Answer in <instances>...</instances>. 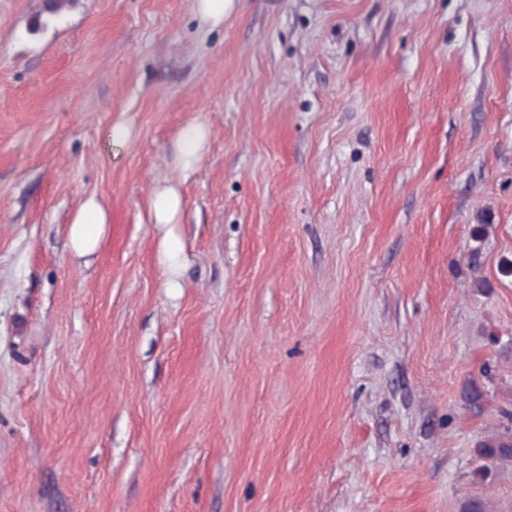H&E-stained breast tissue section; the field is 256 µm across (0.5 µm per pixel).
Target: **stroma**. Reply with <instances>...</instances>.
<instances>
[{
    "mask_svg": "<svg viewBox=\"0 0 512 512\" xmlns=\"http://www.w3.org/2000/svg\"><path fill=\"white\" fill-rule=\"evenodd\" d=\"M236 4L0 0V512H512V0ZM235 4V0H197L196 11L202 20L217 25L234 10ZM207 139L206 128L197 123L184 126L178 135L175 163L184 171L194 169L199 163ZM151 209L155 224L165 229L159 242V262L170 275V287L175 288L183 266V248L180 237L168 225L179 222L181 197L178 190L172 185L157 186L152 194ZM107 213L95 198L87 199L77 212L69 227L71 251L83 257L95 252L106 232ZM502 421L496 429L477 442L476 452L484 464L476 470L486 480L492 470L512 468V411L502 410Z\"/></svg>",
    "mask_w": 512,
    "mask_h": 512,
    "instance_id": "1",
    "label": "stroma"
}]
</instances>
